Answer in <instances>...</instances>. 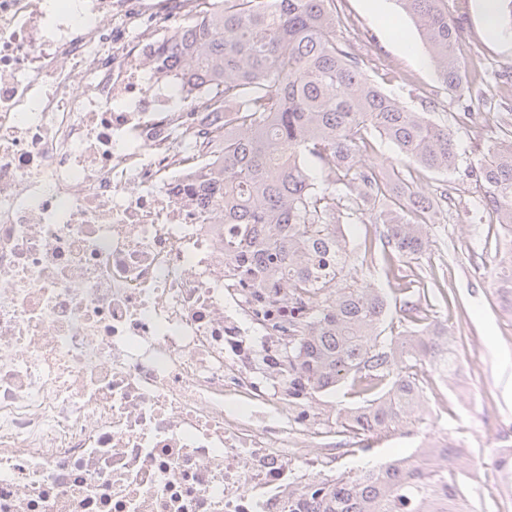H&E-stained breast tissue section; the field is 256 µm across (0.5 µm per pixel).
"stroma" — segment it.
<instances>
[{
  "label": "stroma",
  "instance_id": "1",
  "mask_svg": "<svg viewBox=\"0 0 512 512\" xmlns=\"http://www.w3.org/2000/svg\"><path fill=\"white\" fill-rule=\"evenodd\" d=\"M343 24L339 42L364 60L370 79L399 102L417 112L442 119L458 112L456 95L441 86L427 62V51L413 21L397 0H338ZM449 19L462 26L460 63L468 94L478 98L480 120L453 124L452 130L464 161L482 156L484 125L495 113L512 110V23L498 20L499 36L484 31L482 0H448ZM429 197L448 194L450 201L428 225L429 254L417 263H401L398 278H386L379 224H351L346 228L351 247L364 238L375 239L371 280L387 297V320L401 325L407 304L418 316L447 326L456 346L459 367L472 383V396L461 394L455 380L428 375L424 383L427 412L424 424H402L369 439V453L354 451L352 434L340 426L330 433L311 426L303 435L312 452L337 449L336 471L343 474L362 467L413 456L427 437L461 441L469 457L463 465L474 472L491 462L499 449L512 448V435L483 427L481 417H512V316L502 311L495 285L497 227L473 203L484 189L459 175L427 172L418 182ZM412 292H405V284Z\"/></svg>",
  "mask_w": 512,
  "mask_h": 512
}]
</instances>
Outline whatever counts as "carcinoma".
Returning a JSON list of instances; mask_svg holds the SVG:
<instances>
[{
	"label": "carcinoma",
	"mask_w": 512,
	"mask_h": 512,
	"mask_svg": "<svg viewBox=\"0 0 512 512\" xmlns=\"http://www.w3.org/2000/svg\"><path fill=\"white\" fill-rule=\"evenodd\" d=\"M203 2L197 22L175 32L168 58L179 60L182 85H211L206 107L224 113V165L209 181L223 189V223L240 228L224 238V258L253 252V268L243 271L257 285L252 300L288 307V319H273L269 332L288 407L347 383L361 405L338 410L343 429L365 437L422 421L421 376L458 371L448 329L411 315L384 334V293L354 275L373 240L357 256L345 226L367 213L383 225L393 275L395 262L428 254L427 224L447 201L417 190L415 168L461 172L485 188L480 206L502 231L496 292L512 315V113L494 115L501 136L465 165L448 121L403 106L341 47L336 0ZM396 2L415 20L444 89L462 95L461 32L448 0ZM377 135L398 151L385 172L362 163ZM463 457L457 444L436 441L413 461L342 474L307 494L318 512H469Z\"/></svg>",
	"instance_id": "1"
}]
</instances>
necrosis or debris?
I'll use <instances>...</instances> for the list:
<instances>
[{
	"instance_id": "necrosis-or-debris-1",
	"label": "necrosis or debris",
	"mask_w": 512,
	"mask_h": 512,
	"mask_svg": "<svg viewBox=\"0 0 512 512\" xmlns=\"http://www.w3.org/2000/svg\"><path fill=\"white\" fill-rule=\"evenodd\" d=\"M200 0H0V512H306L279 353L224 258Z\"/></svg>"
}]
</instances>
